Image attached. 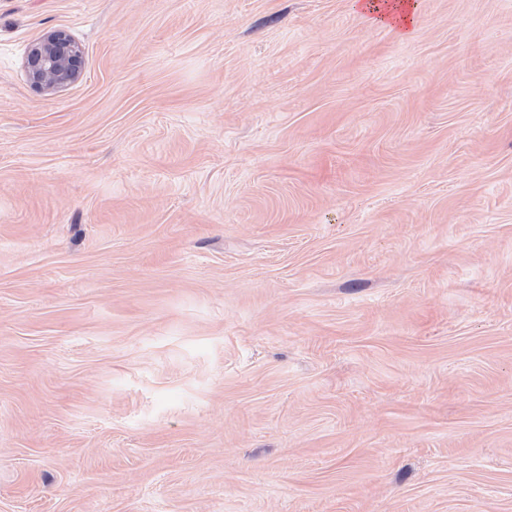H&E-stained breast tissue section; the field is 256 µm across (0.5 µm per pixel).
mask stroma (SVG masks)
<instances>
[{"mask_svg": "<svg viewBox=\"0 0 512 512\" xmlns=\"http://www.w3.org/2000/svg\"><path fill=\"white\" fill-rule=\"evenodd\" d=\"M0 512H512V0H0ZM351 6L360 12H375V23L394 28L402 38L413 33L418 11L416 0H351ZM30 84L55 94L81 76V52L64 30L45 34L31 48L26 59Z\"/></svg>", "mask_w": 512, "mask_h": 512, "instance_id": "35a3bbf8", "label": "stroma"}]
</instances>
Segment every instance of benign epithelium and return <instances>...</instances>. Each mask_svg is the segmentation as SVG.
Instances as JSON below:
<instances>
[{"instance_id": "obj_1", "label": "benign epithelium", "mask_w": 512, "mask_h": 512, "mask_svg": "<svg viewBox=\"0 0 512 512\" xmlns=\"http://www.w3.org/2000/svg\"><path fill=\"white\" fill-rule=\"evenodd\" d=\"M30 84L55 94L81 76V52L63 30L45 34L31 48L26 59Z\"/></svg>"}]
</instances>
